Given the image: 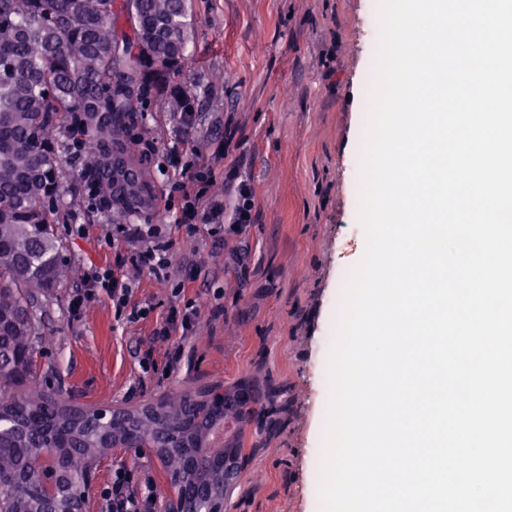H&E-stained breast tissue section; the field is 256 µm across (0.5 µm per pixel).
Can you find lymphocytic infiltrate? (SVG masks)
<instances>
[{"instance_id":"lymphocytic-infiltrate-1","label":"lymphocytic infiltrate","mask_w":512,"mask_h":512,"mask_svg":"<svg viewBox=\"0 0 512 512\" xmlns=\"http://www.w3.org/2000/svg\"><path fill=\"white\" fill-rule=\"evenodd\" d=\"M169 183L172 193L178 194L182 200L176 222L187 230H196L201 224H220L227 218L238 225L252 221L253 194L245 183L237 188L238 202L232 216H225L223 200L211 193L215 178L210 159L195 156L190 168L170 176ZM170 234L171 226L167 224H147L128 232L129 237L140 243L139 248L131 253L132 266L147 270L157 280L173 285L171 315L155 331L156 337L162 340L171 339L177 331L184 335L191 332L199 319L202 305L200 299L185 298L183 284L172 281L171 249L174 242ZM87 282V288L78 291L72 300L73 312H80L94 302L101 289L109 294L116 313L126 314L129 321L146 318L151 311L150 306L137 299L134 283L124 276L108 271L88 277ZM153 490L151 477L138 480L127 467H117L112 471L111 485L101 493L104 512H154Z\"/></svg>"}]
</instances>
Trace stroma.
I'll return each mask as SVG.
<instances>
[{
  "label": "stroma",
  "mask_w": 512,
  "mask_h": 512,
  "mask_svg": "<svg viewBox=\"0 0 512 512\" xmlns=\"http://www.w3.org/2000/svg\"><path fill=\"white\" fill-rule=\"evenodd\" d=\"M378 0H189L196 33L178 84L201 106L184 140L186 153L213 156L215 192L232 207L239 183L250 185L252 222L239 232L210 224L193 238L174 234L172 269L186 297L206 303L193 332L179 343L157 340L168 318L169 284L127 266L128 245L107 241L116 212L83 196L71 209L83 235L56 232L79 275L58 290L47 319L52 336L41 361L66 397L96 407L140 406L176 391L224 384L244 375L288 386L280 429L246 434L249 462L224 512H322L314 450L324 446L329 357L343 292L365 251L359 220L367 106L378 43ZM164 96L151 103L146 137L153 142L155 203L161 221L169 192L165 168L174 137ZM247 248L245 271L230 245ZM121 270L136 296L152 304L147 318L116 316L99 292L81 318L69 303L81 273ZM180 350L176 370L169 355ZM151 356L154 372L139 360ZM167 483L148 448H115L90 475L83 512H101V491L118 465Z\"/></svg>",
  "instance_id": "35a3bbf8"
}]
</instances>
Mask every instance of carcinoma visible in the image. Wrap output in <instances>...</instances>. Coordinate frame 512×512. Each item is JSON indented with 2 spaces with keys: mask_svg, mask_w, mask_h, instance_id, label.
Wrapping results in <instances>:
<instances>
[{
  "mask_svg": "<svg viewBox=\"0 0 512 512\" xmlns=\"http://www.w3.org/2000/svg\"><path fill=\"white\" fill-rule=\"evenodd\" d=\"M188 0H0V512H39L62 471L82 498L92 465L112 448V412L78 407L49 384L39 362L54 292L74 267L54 225L71 220L65 197L95 183L121 219L156 213L147 102L179 75L194 42ZM167 111L193 112L196 97L169 91ZM288 389L244 376L196 397L161 398L159 414L122 433L126 448H152L168 476L199 492L224 482L231 420L240 466L245 427L258 415L281 424Z\"/></svg>",
  "mask_w": 512,
  "mask_h": 512,
  "instance_id": "1",
  "label": "carcinoma"
}]
</instances>
